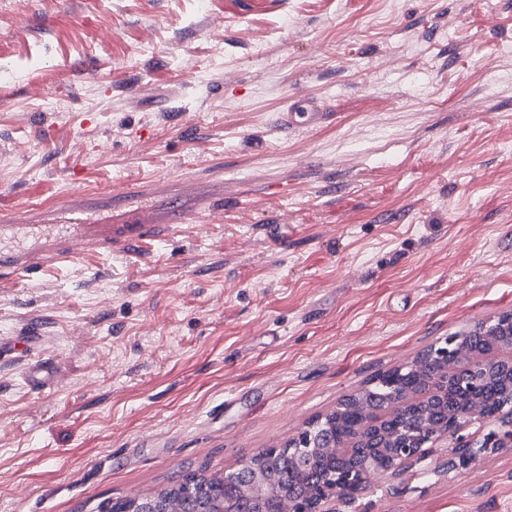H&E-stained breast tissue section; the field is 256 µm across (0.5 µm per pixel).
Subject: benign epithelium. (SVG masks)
<instances>
[{
  "label": "benign epithelium",
  "instance_id": "benign-epithelium-1",
  "mask_svg": "<svg viewBox=\"0 0 512 512\" xmlns=\"http://www.w3.org/2000/svg\"><path fill=\"white\" fill-rule=\"evenodd\" d=\"M489 342L473 348L472 337ZM486 420L496 429L481 441H466L448 454V473L479 463L491 448L512 447V313L477 324L448 337L419 355L390 377L383 400L347 395L336 410L308 427L305 443L288 440V451L300 447L314 456L346 460L362 452L358 468L330 472L320 489L298 498L292 488L252 460L238 469L239 479L220 472L212 479L224 484L222 512L247 498L253 512H331L332 500L351 503L373 478L396 474L425 459L428 445L455 437L469 423ZM103 512H174V504L160 494L112 503Z\"/></svg>",
  "mask_w": 512,
  "mask_h": 512
}]
</instances>
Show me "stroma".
<instances>
[{
  "label": "stroma",
  "instance_id": "stroma-1",
  "mask_svg": "<svg viewBox=\"0 0 512 512\" xmlns=\"http://www.w3.org/2000/svg\"><path fill=\"white\" fill-rule=\"evenodd\" d=\"M76 190L111 251L0 271V512L232 472L512 312V0H0V245ZM336 512H512V447ZM324 105L313 99L296 98L286 112H280L278 123L288 131L297 128H313L320 125L329 115L323 112Z\"/></svg>",
  "mask_w": 512,
  "mask_h": 512
}]
</instances>
